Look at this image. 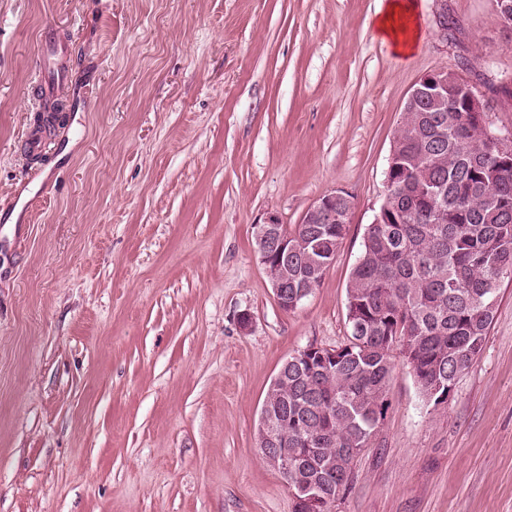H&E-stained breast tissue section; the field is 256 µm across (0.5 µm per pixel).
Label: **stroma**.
Returning a JSON list of instances; mask_svg holds the SVG:
<instances>
[{
  "label": "stroma",
  "instance_id": "obj_1",
  "mask_svg": "<svg viewBox=\"0 0 512 512\" xmlns=\"http://www.w3.org/2000/svg\"><path fill=\"white\" fill-rule=\"evenodd\" d=\"M416 3L401 59L382 0H0V512H293L260 408L289 355L345 339L413 85L454 72L512 129L495 0ZM49 35L65 122L34 161ZM334 189L335 260L283 311L253 227ZM353 470L334 512H512V281L447 404L397 363ZM375 27L378 37L393 53L405 58L415 48L420 30L416 22V2L414 0H383Z\"/></svg>",
  "mask_w": 512,
  "mask_h": 512
}]
</instances>
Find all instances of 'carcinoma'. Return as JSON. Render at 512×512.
<instances>
[{
	"label": "carcinoma",
	"instance_id": "cac0c4a2",
	"mask_svg": "<svg viewBox=\"0 0 512 512\" xmlns=\"http://www.w3.org/2000/svg\"><path fill=\"white\" fill-rule=\"evenodd\" d=\"M474 121L450 98L447 111L411 112L402 122L393 149L436 193L413 205L408 185L387 188L393 220L366 230L346 289V341L318 349L327 374L292 359L266 393L267 413L288 428V449L320 450L288 481L324 496L347 493L354 460L342 449L369 447L395 356L435 405L482 353L497 290L512 281V161L470 133ZM345 230L298 224L290 232L288 302L302 304L321 284Z\"/></svg>",
	"mask_w": 512,
	"mask_h": 512
}]
</instances>
